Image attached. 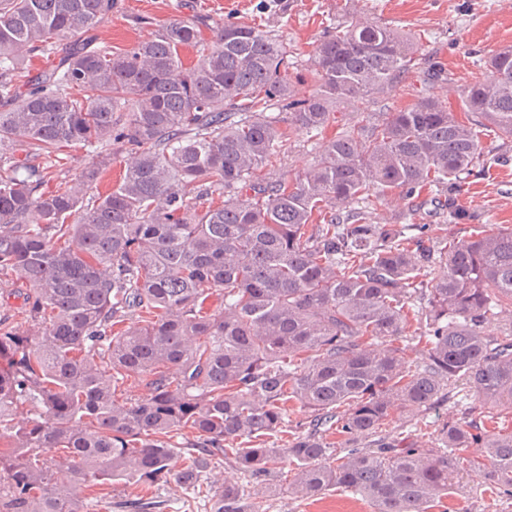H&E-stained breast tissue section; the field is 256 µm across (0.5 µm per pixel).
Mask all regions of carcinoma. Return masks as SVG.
I'll return each mask as SVG.
<instances>
[{"label": "carcinoma", "instance_id": "carcinoma-1", "mask_svg": "<svg viewBox=\"0 0 512 512\" xmlns=\"http://www.w3.org/2000/svg\"><path fill=\"white\" fill-rule=\"evenodd\" d=\"M115 2L0 0V149L34 156L0 158V281L31 284L36 328L0 332V512H85L100 481L164 483L170 439L189 433L188 485L222 456L268 494L286 459L289 494L341 486L376 512H429L473 471L512 498V430L446 423L440 448L383 435L459 380L479 408L512 410V327L485 332L512 315V229L450 243L433 223L466 212L476 127L512 137V46L465 85L468 122L426 96L326 140L290 178L275 168L283 142L321 134L337 101L394 87L408 40L370 20L336 27L296 99L288 50L253 25L227 21L208 42L179 19L122 53L80 38ZM37 52L60 57L33 77L20 61ZM274 103L288 126L266 114ZM65 148L96 161L46 191ZM124 151L120 181L87 198ZM392 192L423 223L368 222L362 204ZM423 318L411 360L401 341ZM120 377L145 396L117 402ZM294 401L310 431L268 447ZM25 406L39 417L19 424ZM213 499L212 512H254L237 482Z\"/></svg>", "mask_w": 512, "mask_h": 512}]
</instances>
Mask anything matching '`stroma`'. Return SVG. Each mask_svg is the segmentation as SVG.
I'll return each instance as SVG.
<instances>
[{
	"label": "stroma",
	"mask_w": 512,
	"mask_h": 512,
	"mask_svg": "<svg viewBox=\"0 0 512 512\" xmlns=\"http://www.w3.org/2000/svg\"><path fill=\"white\" fill-rule=\"evenodd\" d=\"M180 18L199 20L208 39L224 22L238 21L281 40L291 63L288 77L300 98L314 87L313 52L326 29L369 18L411 39L417 52L407 80L358 102L334 105L338 121L326 129L329 137L361 122L363 113L407 109L423 95L438 98L450 111L463 115L462 90L472 72L501 46L512 45V0H119L118 9L90 36L98 45L119 53ZM432 65L441 69L442 77L423 84L422 73ZM478 135L487 163L469 179L468 218L448 223L452 240L468 238L488 224L512 227V164L493 162L501 154L512 156V137L483 127ZM28 290V283L17 276L0 282V328L31 334L21 298ZM474 405L471 389L461 381L451 386L447 401L420 413L416 421L399 415L396 430L406 435L421 431L426 446L436 448L442 425L465 417ZM227 480L240 483L244 476L216 459L197 487L172 479L151 488L120 481L106 486L104 495H91L86 512H123V503L138 496L161 500L162 512H211L213 491ZM251 500L258 512H375L369 500L341 488L310 499L283 491L274 496L255 493ZM430 512H512V499L497 494L482 473L472 472L448 496L432 503Z\"/></svg>",
	"instance_id": "obj_1"
}]
</instances>
